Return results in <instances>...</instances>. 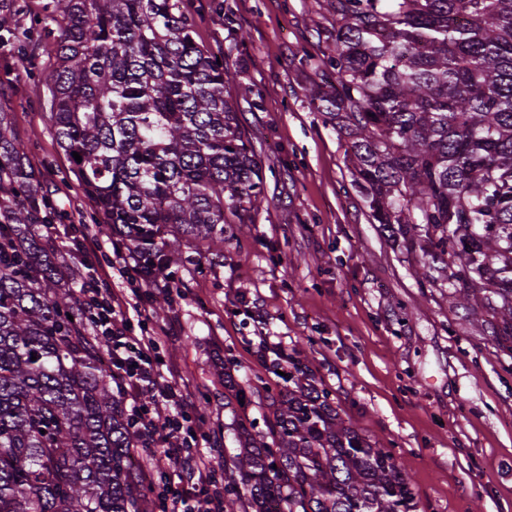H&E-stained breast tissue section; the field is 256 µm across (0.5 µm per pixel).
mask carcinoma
<instances>
[{"label":"carcinoma","mask_w":512,"mask_h":512,"mask_svg":"<svg viewBox=\"0 0 512 512\" xmlns=\"http://www.w3.org/2000/svg\"><path fill=\"white\" fill-rule=\"evenodd\" d=\"M310 102L348 139L352 185L415 276L491 315L512 358V0H323ZM0 45L52 33L15 25ZM43 75L55 141L97 223L146 282L224 257V225L263 201L262 167L183 0H53ZM0 104V512H153L103 345L42 225L55 211ZM79 153L76 162L73 153ZM73 319H68L67 315ZM36 360H31V356ZM264 428L237 418L224 512H417L402 463L342 417L295 346H262Z\"/></svg>","instance_id":"cac0c4a2"}]
</instances>
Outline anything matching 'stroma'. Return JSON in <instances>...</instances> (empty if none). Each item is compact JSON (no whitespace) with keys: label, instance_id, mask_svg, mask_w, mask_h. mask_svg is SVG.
I'll use <instances>...</instances> for the list:
<instances>
[{"label":"stroma","instance_id":"1","mask_svg":"<svg viewBox=\"0 0 512 512\" xmlns=\"http://www.w3.org/2000/svg\"><path fill=\"white\" fill-rule=\"evenodd\" d=\"M321 0H185L198 40L255 92L240 122L262 163L265 200L232 225L220 262L196 257L143 290L147 325L167 329L159 355L215 448L225 426L260 417L266 371L260 340L300 345L343 417L390 449L409 476L418 512H512V358L487 327L467 321L441 289L423 286L370 223L351 185L348 141L313 112ZM54 37L24 52L0 47V99L52 196L60 227L94 225V212L60 152L42 75ZM233 359L245 385L225 397L219 370Z\"/></svg>","mask_w":512,"mask_h":512}]
</instances>
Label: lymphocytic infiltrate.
I'll return each instance as SVG.
<instances>
[{
  "instance_id": "lymphocytic-infiltrate-1",
  "label": "lymphocytic infiltrate",
  "mask_w": 512,
  "mask_h": 512,
  "mask_svg": "<svg viewBox=\"0 0 512 512\" xmlns=\"http://www.w3.org/2000/svg\"><path fill=\"white\" fill-rule=\"evenodd\" d=\"M112 255L110 269H95L83 281L78 301L94 338L106 346L113 381L131 400L129 416L144 447L169 472L158 492L163 512H224V480L197 434L186 398L159 362L155 336L134 329L145 284L138 264L129 248L113 249ZM116 276L125 288L113 289Z\"/></svg>"
}]
</instances>
